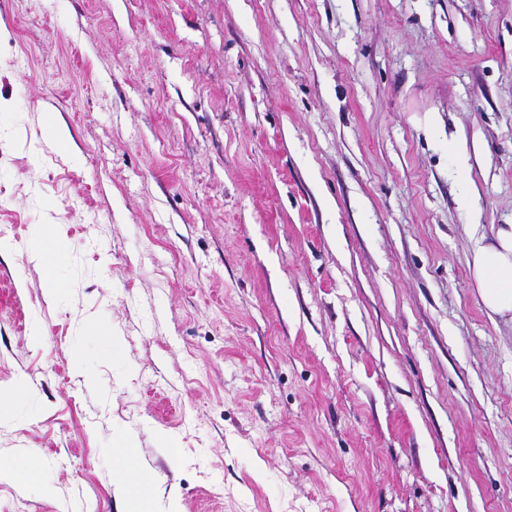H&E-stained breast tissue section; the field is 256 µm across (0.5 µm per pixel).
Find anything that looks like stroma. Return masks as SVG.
<instances>
[{"label": "stroma", "instance_id": "1", "mask_svg": "<svg viewBox=\"0 0 512 512\" xmlns=\"http://www.w3.org/2000/svg\"><path fill=\"white\" fill-rule=\"evenodd\" d=\"M506 224L512 0H0V512H512ZM472 268L484 306L512 318V224L499 228L493 241L477 244ZM134 470L133 457L126 452L125 448H116L112 456V471L126 494L134 495L137 491L138 481L135 478ZM0 468L10 470L15 478L26 484H34L40 481L41 469L38 462L32 459L2 458Z\"/></svg>", "mask_w": 512, "mask_h": 512}]
</instances>
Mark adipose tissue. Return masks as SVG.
<instances>
[{
  "label": "adipose tissue",
  "mask_w": 512,
  "mask_h": 512,
  "mask_svg": "<svg viewBox=\"0 0 512 512\" xmlns=\"http://www.w3.org/2000/svg\"><path fill=\"white\" fill-rule=\"evenodd\" d=\"M472 268L484 306L512 316V224L499 228L493 241L477 244Z\"/></svg>",
  "instance_id": "adipose-tissue-1"
}]
</instances>
